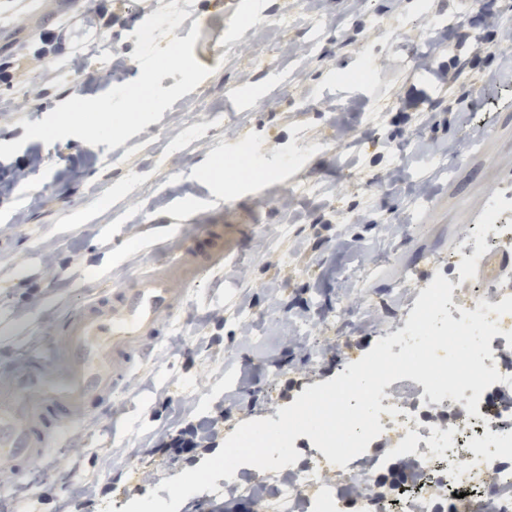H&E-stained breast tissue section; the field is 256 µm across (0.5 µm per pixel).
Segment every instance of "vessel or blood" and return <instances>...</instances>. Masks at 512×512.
<instances>
[{
  "mask_svg": "<svg viewBox=\"0 0 512 512\" xmlns=\"http://www.w3.org/2000/svg\"><path fill=\"white\" fill-rule=\"evenodd\" d=\"M170 256L91 300H78L46 349L30 348L0 370V465L23 470L42 459L77 414L111 403L154 364L160 331L183 290L223 267L237 239L219 224L188 237L170 228Z\"/></svg>",
  "mask_w": 512,
  "mask_h": 512,
  "instance_id": "b4317fda",
  "label": "vessel or blood"
}]
</instances>
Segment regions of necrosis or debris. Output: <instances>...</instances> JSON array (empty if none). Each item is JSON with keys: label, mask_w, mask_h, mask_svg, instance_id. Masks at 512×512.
<instances>
[{"label": "necrosis or debris", "mask_w": 512, "mask_h": 512, "mask_svg": "<svg viewBox=\"0 0 512 512\" xmlns=\"http://www.w3.org/2000/svg\"><path fill=\"white\" fill-rule=\"evenodd\" d=\"M512 194L492 195L481 224L470 227L448 261L443 276L452 284L447 309L453 320L475 311L479 302L492 305L512 296V273L494 282L475 284L474 272L503 243H512ZM492 355L485 367L502 376L481 395L476 414L464 401L446 397L432 401L422 383L393 381L383 389L379 422L383 434L346 466L332 468L326 455L307 436L293 445L310 451L307 461L283 468L274 486L277 512H346L358 502L361 512H512V314L498 320ZM397 415H389V407ZM400 479L396 499L379 498L375 485Z\"/></svg>", "instance_id": "1"}]
</instances>
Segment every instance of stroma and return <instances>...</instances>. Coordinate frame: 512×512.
<instances>
[{
    "instance_id": "1",
    "label": "stroma",
    "mask_w": 512,
    "mask_h": 512,
    "mask_svg": "<svg viewBox=\"0 0 512 512\" xmlns=\"http://www.w3.org/2000/svg\"><path fill=\"white\" fill-rule=\"evenodd\" d=\"M172 1L187 13L173 36L198 29L193 54L211 76L115 148L24 141V122L111 89L89 73L119 61L120 82L136 79L133 33ZM96 2L107 23L84 19L71 39L52 23L67 0H0V143H23L0 159V368L53 335L78 293L146 267L149 228L250 234L188 291L136 387L0 482V512H58L88 489L92 512L134 489L167 497L161 482L193 464L153 454L161 433L219 414L227 429L271 419L296 372L327 382L339 361L324 341L371 349L489 197L512 188V47L484 22L494 10L512 24V0H254L239 17L224 0ZM74 50L87 74L72 71ZM449 72L462 96L452 112ZM212 157L217 178L200 172ZM427 180L433 192H409Z\"/></svg>"
}]
</instances>
